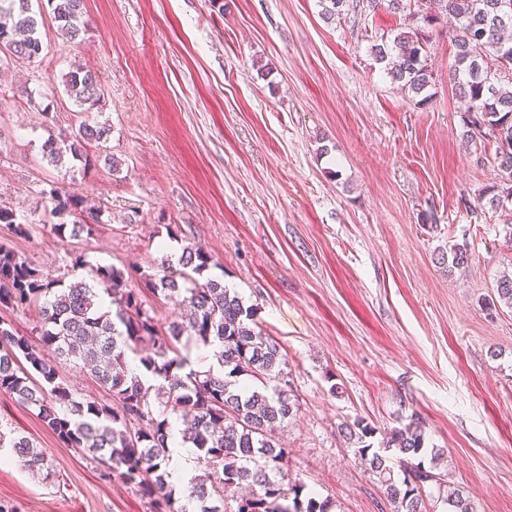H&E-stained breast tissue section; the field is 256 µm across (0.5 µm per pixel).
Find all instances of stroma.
<instances>
[{
	"mask_svg": "<svg viewBox=\"0 0 512 512\" xmlns=\"http://www.w3.org/2000/svg\"><path fill=\"white\" fill-rule=\"evenodd\" d=\"M84 3L81 43L46 12L41 56L0 70V203L30 227L0 224V243L69 282L75 252L105 267L160 263L177 226L286 354L300 405L283 434L289 467L335 512H391L346 426L381 434L414 419L473 512H512V307H487L512 245L505 213L477 202L494 171L462 139L451 28L432 32L437 89L419 106L371 53L401 23L383 9L328 19L324 0ZM79 66L104 85L98 118L121 165L68 179L41 147L86 118L64 86ZM57 180L101 208L91 237L54 232L41 191ZM458 243L471 261L452 271L439 258ZM0 426L56 472L45 483L0 457V502L16 512H151L3 393Z\"/></svg>",
	"mask_w": 512,
	"mask_h": 512,
	"instance_id": "obj_1",
	"label": "stroma"
}]
</instances>
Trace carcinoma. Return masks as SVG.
I'll list each match as a JSON object with an SVG mask.
<instances>
[{
  "mask_svg": "<svg viewBox=\"0 0 512 512\" xmlns=\"http://www.w3.org/2000/svg\"><path fill=\"white\" fill-rule=\"evenodd\" d=\"M419 14L412 0H330L329 15H355L383 6L402 16L403 27L371 46L375 61L385 64L416 104L434 96L436 77L429 63L430 33L446 18L455 22L452 90L467 102L461 121L463 138L476 154L494 145L497 180L480 199L497 211L512 204V74L488 79L502 55L512 56V0H433ZM54 22L72 43L87 31L84 0H47ZM0 64L31 61L41 54L42 40L31 0H0ZM66 93L80 106L102 108L104 88L91 70L80 67L65 80ZM112 135L108 122L82 121L77 128L49 138L43 158L52 166L65 159L87 166L89 148H103ZM52 205L58 236H91L84 220L86 200L56 182L42 191ZM16 212L0 205V224L15 226ZM466 244L450 251V268H465ZM73 266L89 280L69 284L53 277L11 247L0 243V307L35 305L40 317V344L31 343L0 320V392L37 412L67 447L81 448L97 463L101 476L117 477L136 487L153 504L152 512H332L288 468L290 450L277 430L295 420L299 405L288 393V359L280 344L263 332L254 306H246L224 280L207 274L211 255L188 242L178 258H165L148 273L139 267L95 266L82 253ZM159 298H180L183 311L166 330L142 307L141 287ZM496 293L512 305V274L497 281ZM110 298L101 308L100 297ZM214 347L212 364L193 367L181 354V339ZM69 361L105 389L110 402L81 400L59 381V364ZM182 426L183 444L194 449L203 472L191 479L181 504L168 483L170 419ZM348 431L355 452L376 478L391 512H428V483L441 478L424 467L428 452L424 434L412 421L384 433L378 447L363 443L375 430L357 421ZM0 448L10 449L23 468L49 482L54 478L42 453L25 436L0 430ZM448 512H470L462 491L448 492Z\"/></svg>",
  "mask_w": 512,
  "mask_h": 512,
  "instance_id": "carcinoma-1",
  "label": "carcinoma"
}]
</instances>
